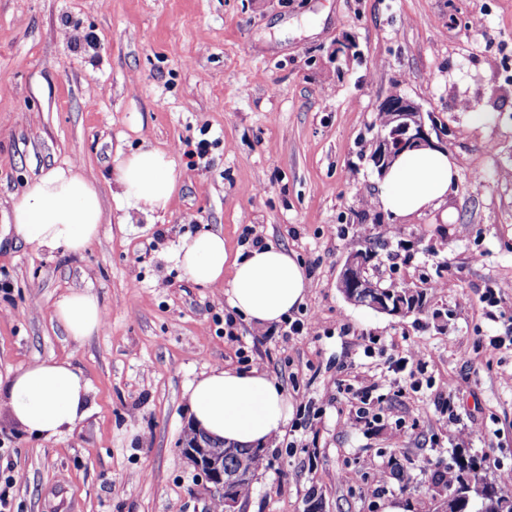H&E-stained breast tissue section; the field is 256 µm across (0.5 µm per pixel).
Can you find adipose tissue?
<instances>
[{
    "mask_svg": "<svg viewBox=\"0 0 512 512\" xmlns=\"http://www.w3.org/2000/svg\"><path fill=\"white\" fill-rule=\"evenodd\" d=\"M176 162L167 152L139 150L119 160L112 180L126 208L142 213L167 210L177 189ZM458 176L446 151L423 145L402 151L384 174L380 202L404 217L440 207ZM16 240L36 247L83 252L99 234L103 218L99 191L82 170L53 168L37 176L11 207ZM176 258L190 279L210 287L224 280L227 254L222 234L203 231L185 238ZM305 272L295 254L267 245L235 262L230 303L258 324H272L302 303ZM53 315L77 341L104 322L99 301L88 291H69ZM185 398L195 430L214 440L262 444L284 434L291 413L288 396L265 373L214 368L193 381ZM0 405L19 428L44 439L68 434L90 410V385L70 361L39 360L0 381Z\"/></svg>",
    "mask_w": 512,
    "mask_h": 512,
    "instance_id": "1",
    "label": "adipose tissue"
}]
</instances>
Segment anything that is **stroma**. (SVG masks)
I'll list each match as a JSON object with an SVG mask.
<instances>
[{
    "label": "stroma",
    "mask_w": 512,
    "mask_h": 512,
    "mask_svg": "<svg viewBox=\"0 0 512 512\" xmlns=\"http://www.w3.org/2000/svg\"><path fill=\"white\" fill-rule=\"evenodd\" d=\"M483 29L470 28L472 16ZM512 0H0V374L69 360L93 409L70 434L26 435L0 407V474L11 512H214L215 486L184 448L185 392L216 367L258 361L292 413L265 450L242 512H432L433 471L477 457L486 481L512 475ZM423 113L457 158L446 211L393 218L376 199L375 116L392 94ZM469 109H461V101ZM474 112L487 122H471ZM206 153L188 157L198 142ZM170 152L166 212L129 211L111 181L144 147ZM74 165L95 182L100 232L86 250L16 241L11 202L35 176ZM374 197L363 207L362 197ZM294 252L305 300L259 325L226 284H195L181 240L245 225ZM378 224L397 235H375ZM369 253L374 284L409 283L404 316L349 301L346 261ZM456 279H449V267ZM495 288L497 306L483 301ZM69 290L95 294L102 329L73 340L53 314ZM233 320L235 336L224 334ZM421 389L388 367L407 347ZM377 385V423L340 420ZM407 434L394 443L396 423ZM484 429L485 438L459 436ZM356 469L359 482L344 483Z\"/></svg>",
    "instance_id": "stroma-1"
}]
</instances>
